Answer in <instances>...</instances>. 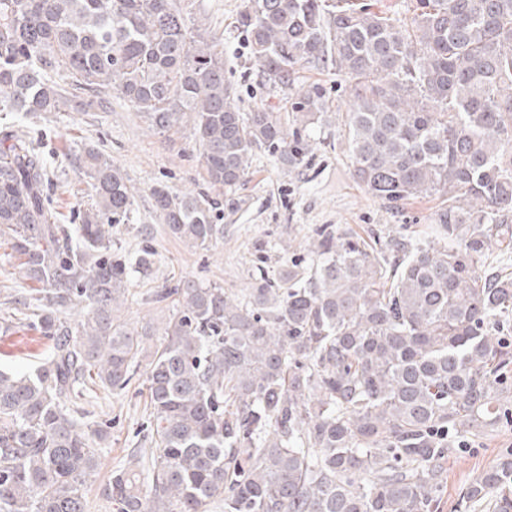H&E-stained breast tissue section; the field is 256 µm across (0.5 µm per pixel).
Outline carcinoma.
Returning <instances> with one entry per match:
<instances>
[{"label":"carcinoma","mask_w":512,"mask_h":512,"mask_svg":"<svg viewBox=\"0 0 512 512\" xmlns=\"http://www.w3.org/2000/svg\"><path fill=\"white\" fill-rule=\"evenodd\" d=\"M239 27L272 84L301 61L349 75L353 175L390 209L440 194L444 241L376 248L328 226L276 277L239 291L181 281L163 338L130 326L132 273L113 248L136 206L112 158L88 144L80 223H58L47 169L24 132L0 133V239L38 284L30 309L53 349L0 372V512H85L98 449L67 408L95 377L122 389L148 357L152 448L105 491L120 512H432L457 439L512 422V0H415L400 23L356 0H248ZM117 94L154 129L189 126L211 188L233 190L265 147L310 163L326 106L297 94L292 124L240 112L224 43L181 0H0V112H99ZM170 235L224 239L219 202L158 184ZM84 304L75 324L61 314ZM464 508L512 512V453L466 488Z\"/></svg>","instance_id":"1"}]
</instances>
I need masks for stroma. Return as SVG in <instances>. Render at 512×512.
I'll return each mask as SVG.
<instances>
[{
    "label": "stroma",
    "mask_w": 512,
    "mask_h": 512,
    "mask_svg": "<svg viewBox=\"0 0 512 512\" xmlns=\"http://www.w3.org/2000/svg\"><path fill=\"white\" fill-rule=\"evenodd\" d=\"M246 4L247 0H189L187 6L192 17L223 35L225 77L237 92L241 110L263 108L286 115L296 90L304 89L320 94L327 112L310 130L314 151L308 167L283 169L267 150L259 149L241 185L232 192H218L224 239L210 248L197 249L172 238L152 213L153 185L192 192L206 185L190 127L166 138L116 97L104 112H47L25 118L0 112V130L13 125L42 144L50 170L46 195L60 223H73L85 193L84 178L74 161L85 144L108 152L127 175L137 191V211L119 243L131 258L145 248L153 251L154 264L149 276L133 275L135 298L123 317L135 326L151 325L158 334L169 315L165 305L151 298L161 284L190 280L246 287L253 268L272 271L287 263L289 255H305L316 230L326 225L384 242L404 238L422 245L431 235L432 215L440 204L438 197L431 196L392 210L356 183L344 137L350 108L348 75L327 64L303 62L296 67L293 88L268 83L237 25ZM32 287L22 277L7 241L0 240V318L15 302L30 298ZM51 347V339L33 327L0 329V370L33 371ZM145 402L146 389L139 378L121 390L95 388L78 402L100 450L99 469L84 490L86 512H117L105 495V485L113 470L131 466L132 449L149 445ZM510 451L512 422L467 437L464 449L450 454L444 466L443 482L433 493L435 512H461L459 502L470 482Z\"/></svg>",
    "instance_id": "stroma-1"
}]
</instances>
